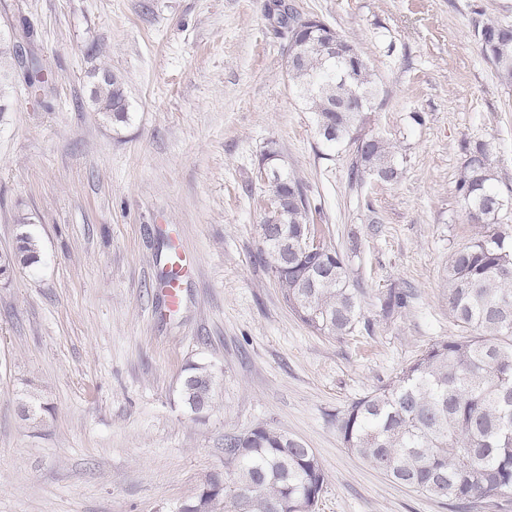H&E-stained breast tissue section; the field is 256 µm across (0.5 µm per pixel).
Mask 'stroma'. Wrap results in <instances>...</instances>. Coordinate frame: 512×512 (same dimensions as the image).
<instances>
[{"label":"stroma","mask_w":512,"mask_h":512,"mask_svg":"<svg viewBox=\"0 0 512 512\" xmlns=\"http://www.w3.org/2000/svg\"><path fill=\"white\" fill-rule=\"evenodd\" d=\"M271 0H0V29L37 58L0 113V253L27 216L41 260L0 283V512H174L224 469V436L259 424L312 448L316 512H457L353 455L336 413L391 382L448 315V257L472 233L457 190L463 145L487 141L512 198V86L476 21L512 26V0H288L355 44L377 82L366 129L401 147L403 178L352 184L285 75ZM126 81L130 119L103 121L94 72ZM307 187L327 241L358 237L350 277L366 329L313 333L260 248L267 145ZM181 249L195 265L170 308ZM407 294L385 311L388 291ZM215 364L206 421L183 407L189 362ZM50 410L23 421L26 382Z\"/></svg>","instance_id":"1"}]
</instances>
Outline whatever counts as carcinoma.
Returning a JSON list of instances; mask_svg holds the SVG:
<instances>
[{
	"instance_id": "carcinoma-1",
	"label": "carcinoma",
	"mask_w": 512,
	"mask_h": 512,
	"mask_svg": "<svg viewBox=\"0 0 512 512\" xmlns=\"http://www.w3.org/2000/svg\"><path fill=\"white\" fill-rule=\"evenodd\" d=\"M288 49L300 54L288 70L313 114L320 140L354 145L350 180L377 172L388 182L404 173L403 157L383 138L364 133L376 92L374 74L358 48L316 18L292 6L279 21ZM484 56L505 84L512 85V27L487 19L475 26ZM101 119L129 120L125 81L101 87L93 100ZM457 181L468 223L476 232L455 248L445 270L448 313L468 335L433 344L403 367L395 379L350 402L336 416L346 447L392 481L415 493L473 508L495 495L512 494V225L500 222L505 197L497 187L492 146L467 143ZM271 195L287 204L271 206L259 225V254L288 309L312 331L342 338L362 318L359 289L348 274V250L320 241L311 251L293 248L306 231L312 208L302 182L272 167ZM22 221L15 245L0 254V276L39 262L40 244ZM220 374L206 362L184 369L179 396L194 419L213 407ZM37 389L18 398L22 419L41 423ZM326 485L313 450L264 425L224 435V481L208 476L177 512H316Z\"/></svg>"
}]
</instances>
